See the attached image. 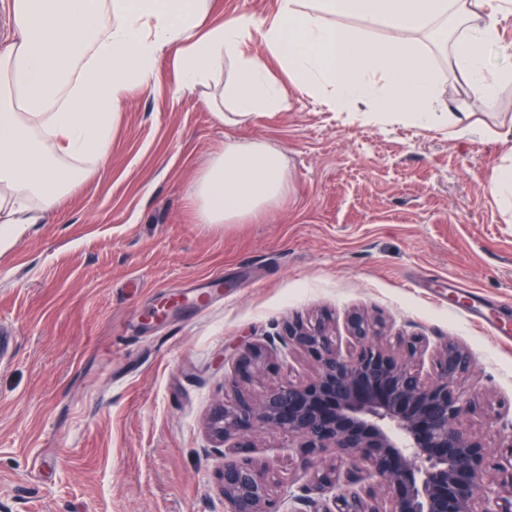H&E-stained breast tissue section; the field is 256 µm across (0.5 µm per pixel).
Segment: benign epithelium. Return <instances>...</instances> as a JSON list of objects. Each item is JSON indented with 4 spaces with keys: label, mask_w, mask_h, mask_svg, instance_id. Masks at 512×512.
<instances>
[{
    "label": "benign epithelium",
    "mask_w": 512,
    "mask_h": 512,
    "mask_svg": "<svg viewBox=\"0 0 512 512\" xmlns=\"http://www.w3.org/2000/svg\"><path fill=\"white\" fill-rule=\"evenodd\" d=\"M343 350L325 320L285 325L286 344L318 365L306 382L282 379L251 393L244 385L267 366L265 350L247 346L224 378V395L207 432L224 444L219 473L224 512H512V428L486 406L492 453L482 434L460 425L476 408L464 385L469 352L444 343L432 372L418 358V336L389 339L382 323L354 311ZM280 431L293 440L299 485L274 493L268 467L249 455L250 434Z\"/></svg>",
    "instance_id": "obj_1"
}]
</instances>
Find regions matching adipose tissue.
Segmentation results:
<instances>
[{
  "label": "adipose tissue",
  "mask_w": 512,
  "mask_h": 512,
  "mask_svg": "<svg viewBox=\"0 0 512 512\" xmlns=\"http://www.w3.org/2000/svg\"><path fill=\"white\" fill-rule=\"evenodd\" d=\"M14 39L0 47V235L36 223L79 180L65 158L105 154L112 106L157 76L161 46L178 43V86L210 85L224 66L232 78L210 100L242 118L286 107L280 68L301 89L339 112L396 117L428 129L444 122L435 105L436 67L414 33L460 17L453 43L459 80L483 105L512 80V49L498 19L512 0H277L262 21L238 15L208 26L209 0H9ZM358 18L385 31L374 39L344 26ZM263 50L250 51L252 41ZM500 62L490 67L487 53ZM283 157L254 140L226 142L198 171L200 224H237L275 204L287 189Z\"/></svg>",
  "instance_id": "ef3b65f1"
}]
</instances>
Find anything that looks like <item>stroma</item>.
Returning <instances> with one entry per match:
<instances>
[{"label":"stroma","mask_w":512,"mask_h":512,"mask_svg":"<svg viewBox=\"0 0 512 512\" xmlns=\"http://www.w3.org/2000/svg\"><path fill=\"white\" fill-rule=\"evenodd\" d=\"M422 47L437 107L468 113L472 133L369 121L288 79L283 111L220 120L215 86L180 91L177 48L160 49L108 152L74 161L60 206L0 242V512H224V448L205 429L224 376L260 343L273 367L252 389L310 380L282 328L320 314L344 345L353 311L425 337L426 373L459 344L481 402L462 426L484 432L486 402L512 419V208L492 190L512 163V82L484 107L449 54ZM230 139L278 149L288 192L243 223H195L196 173ZM251 444L286 494L287 436Z\"/></svg>","instance_id":"stroma-1"}]
</instances>
